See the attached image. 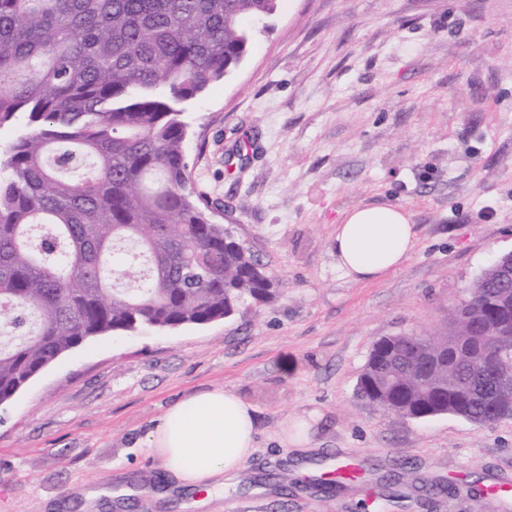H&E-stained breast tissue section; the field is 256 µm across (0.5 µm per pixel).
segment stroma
Returning a JSON list of instances; mask_svg holds the SVG:
<instances>
[{
    "instance_id": "stroma-1",
    "label": "stroma",
    "mask_w": 512,
    "mask_h": 512,
    "mask_svg": "<svg viewBox=\"0 0 512 512\" xmlns=\"http://www.w3.org/2000/svg\"><path fill=\"white\" fill-rule=\"evenodd\" d=\"M184 117L190 186L285 292L206 325L95 338L32 379L0 406V512H179L86 494L148 480L150 431L211 388L249 404L257 430L220 512H512V496L486 491L512 483V418L414 421L355 396L379 338L443 332L512 251V0H282ZM376 204L410 212L415 247L354 281L332 237ZM294 419L313 449L284 441ZM347 458L360 483L321 492Z\"/></svg>"
}]
</instances>
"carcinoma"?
<instances>
[{
  "mask_svg": "<svg viewBox=\"0 0 512 512\" xmlns=\"http://www.w3.org/2000/svg\"><path fill=\"white\" fill-rule=\"evenodd\" d=\"M279 0H0V316L32 331L0 342V398L85 338L198 326L278 296L266 265L188 187L181 105L247 56L251 19ZM477 280L439 336L378 340L358 397L424 420L503 401L480 366L512 289Z\"/></svg>",
  "mask_w": 512,
  "mask_h": 512,
  "instance_id": "carcinoma-1",
  "label": "carcinoma"
}]
</instances>
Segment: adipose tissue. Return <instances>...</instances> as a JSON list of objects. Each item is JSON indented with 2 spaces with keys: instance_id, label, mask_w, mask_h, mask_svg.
Segmentation results:
<instances>
[{
  "instance_id": "ef3b65f1",
  "label": "adipose tissue",
  "mask_w": 512,
  "mask_h": 512,
  "mask_svg": "<svg viewBox=\"0 0 512 512\" xmlns=\"http://www.w3.org/2000/svg\"><path fill=\"white\" fill-rule=\"evenodd\" d=\"M414 231L405 208L358 207L337 224L332 249L336 267L355 281L385 276L412 253ZM256 444L255 416L241 398L224 389L186 396L152 430L148 448L174 485L219 496L236 477Z\"/></svg>"
}]
</instances>
